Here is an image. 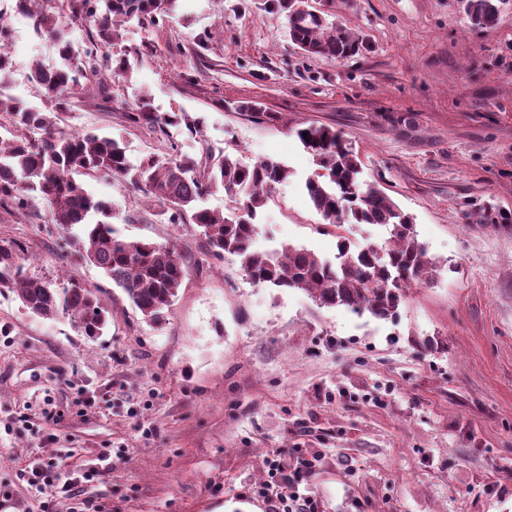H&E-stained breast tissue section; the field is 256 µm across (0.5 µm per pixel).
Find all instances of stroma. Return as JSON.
<instances>
[{
  "label": "stroma",
  "mask_w": 512,
  "mask_h": 512,
  "mask_svg": "<svg viewBox=\"0 0 512 512\" xmlns=\"http://www.w3.org/2000/svg\"><path fill=\"white\" fill-rule=\"evenodd\" d=\"M329 19L368 51L305 55L265 0H179L163 25L122 27L129 80L90 78L67 123L122 139L135 163L173 147L282 162L256 246L328 260L336 237L305 197L315 166L293 129L336 128L413 216L432 282L395 322L322 307L205 256L196 226L164 223L142 192L86 179L122 235L184 253L155 327L101 269L59 258L42 204L0 207V241L27 245L30 275L105 287L112 311L90 339L0 295V512H268L266 461L285 448L311 460L297 492L318 512H512V233L464 218L471 203L512 211V0L488 29L459 0H330ZM8 23L15 71L55 61L28 19ZM145 92L202 118L200 134L128 124ZM423 336L444 348L420 351Z\"/></svg>",
  "instance_id": "35a3bbf8"
}]
</instances>
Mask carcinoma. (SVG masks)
Listing matches in <instances>:
<instances>
[{
    "mask_svg": "<svg viewBox=\"0 0 512 512\" xmlns=\"http://www.w3.org/2000/svg\"><path fill=\"white\" fill-rule=\"evenodd\" d=\"M459 2L473 27L497 24L502 0ZM17 4L37 33L55 41L59 63L46 68L36 62L30 67L28 81L40 94L43 110L0 85V112L8 114L11 126L38 133L33 139L0 136V206L26 212L40 201L61 235L67 257L100 268L150 323L166 321L186 276L182 257L173 246L123 236L112 223V204L88 192L80 176L109 177L140 190L165 206L167 223L196 225L207 256L235 257L254 282L303 291L322 307L395 320L410 292L433 278L436 262L419 242L413 218L362 180L360 161L336 129L315 124L295 129L318 167L304 182L311 207L337 230L345 224H377L389 228L390 236L380 246L354 247L338 233L333 263L291 245L273 254L254 249L257 215L275 186L288 179V167L280 162L266 158L245 163L229 153L208 154L202 162L167 153L151 154L134 164L124 142L68 128L65 117L82 81L123 78L130 70L126 56L109 52L119 40L118 26L133 20L162 24L175 12L177 0H70V18L79 16L88 25L79 53L72 50L68 21L57 0ZM295 4L296 0H268L267 7L285 16L288 40L305 54L341 60L367 49L364 38L328 21L325 12L297 10ZM4 26L0 20V82L10 75L12 65L3 45ZM125 119L163 135L181 124L198 134L202 125L201 119L191 122L182 112L155 111L147 93L125 112ZM220 190L226 200L223 212L205 205L207 197ZM465 218L482 228L512 231V212L506 214L489 203ZM28 261L25 244L0 243V294H14L34 316L69 319L83 336L103 335L111 318L99 297L105 289L75 283L54 288L28 275Z\"/></svg>",
    "mask_w": 512,
    "mask_h": 512,
    "instance_id": "carcinoma-1",
    "label": "carcinoma"
}]
</instances>
